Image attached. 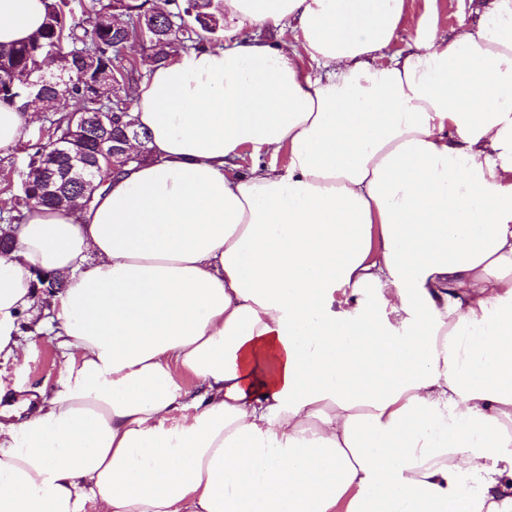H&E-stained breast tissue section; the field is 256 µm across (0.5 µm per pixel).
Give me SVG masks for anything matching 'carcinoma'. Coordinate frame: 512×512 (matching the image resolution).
<instances>
[{
  "instance_id": "cac0c4a2",
  "label": "carcinoma",
  "mask_w": 512,
  "mask_h": 512,
  "mask_svg": "<svg viewBox=\"0 0 512 512\" xmlns=\"http://www.w3.org/2000/svg\"><path fill=\"white\" fill-rule=\"evenodd\" d=\"M45 4V23L33 38L16 46H0V101L21 108L38 99L50 112L73 101L78 111L105 113L107 120L105 127L79 134L60 148L56 142L70 129L72 114L50 122L44 141L29 155L21 180L18 199L26 208H58L75 199L90 202L112 172L93 176L83 174L82 169L92 164L106 140L136 135L142 146L137 163L148 159L147 134L138 130L131 107L142 75L136 60L126 56V49L141 40L143 30L154 27L147 50L156 64L169 63L177 46L188 51L206 41L218 42L224 30L223 0H126L120 6L113 0H85L79 18L66 12L68 0H45ZM61 41L75 51L65 80L54 87L22 82V77L54 63L52 52ZM114 72L118 76L114 99L103 102L93 83L98 75ZM53 154L63 176L55 192L48 194L38 172L43 158Z\"/></svg>"
}]
</instances>
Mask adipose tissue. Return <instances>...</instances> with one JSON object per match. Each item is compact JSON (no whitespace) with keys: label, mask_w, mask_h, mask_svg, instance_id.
Wrapping results in <instances>:
<instances>
[{"label":"adipose tissue","mask_w":512,"mask_h":512,"mask_svg":"<svg viewBox=\"0 0 512 512\" xmlns=\"http://www.w3.org/2000/svg\"><path fill=\"white\" fill-rule=\"evenodd\" d=\"M224 14L148 67L149 159L0 258V357L27 320L62 358L0 512H512V0ZM44 18L0 0V44ZM482 0H436V16L441 29L450 30L456 27L461 17L476 23L481 9Z\"/></svg>","instance_id":"obj_1"}]
</instances>
